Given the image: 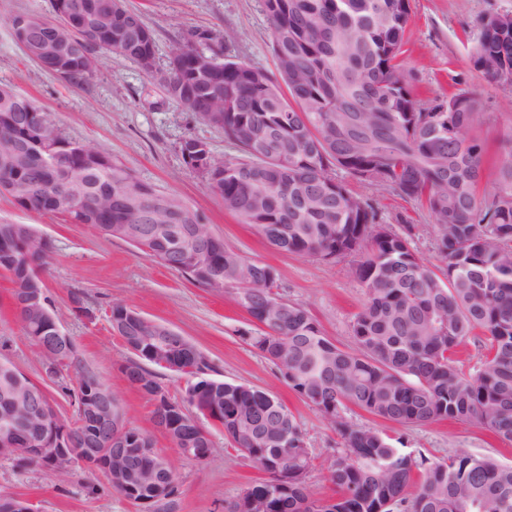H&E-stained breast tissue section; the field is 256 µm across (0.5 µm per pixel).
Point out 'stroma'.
I'll return each mask as SVG.
<instances>
[{
	"instance_id": "35a3bbf8",
	"label": "stroma",
	"mask_w": 512,
	"mask_h": 512,
	"mask_svg": "<svg viewBox=\"0 0 512 512\" xmlns=\"http://www.w3.org/2000/svg\"><path fill=\"white\" fill-rule=\"evenodd\" d=\"M156 36L155 68L146 74L138 64L108 49H96L100 65L87 88L69 86L31 61L16 41L12 18L35 11L53 19L50 0H0V82L28 97L56 124L60 134L109 151L113 161L162 194L180 196L201 214L212 232L250 260L272 266L279 297L303 306L323 333L345 350H355L351 325L365 302V290L353 277L355 256L333 262L278 251L235 214L225 211L210 192L205 176L188 166L180 153L184 138L206 141L222 159L239 157V149L223 131L214 129L168 100L160 84L169 52L179 34L204 29L225 57L274 70L271 29L263 0H125ZM492 12H512V0H411L404 60L423 101L466 90L480 103L472 133L484 142L487 155L480 183L491 193L496 180L499 143L512 132V85L488 80L471 62L479 19ZM349 188L372 199L384 224L409 232L417 254L440 266L433 221L417 202L349 180ZM31 224L54 244L51 265L43 274L47 299L62 329L71 336L81 362L111 390L128 422L149 433L158 452L173 468L177 493L158 503L155 512H227L243 491L265 474L220 430H213L207 461L198 462L174 448L153 421L154 404L133 387L121 371L136 355L113 332L109 316L122 303L168 325L207 358L211 377L245 384L276 395L303 428L311 452L306 484L313 498L334 496L329 467L340 438L329 421L282 381L277 367L243 338L253 324L239 306L234 290L217 292L187 275L150 259L137 247L110 239L62 215L22 209L0 194V223ZM82 293L86 313L72 309V293ZM44 386L62 419L74 408L66 392L74 374L64 369L48 377L38 348L25 335L14 309L13 284L0 270V362ZM347 420L375 427L396 447L413 457L444 462L466 452L501 465H512V441L481 425L452 419L422 426L385 421L353 407ZM20 496L33 512H142L114 492L100 471L79 469L58 477L39 467L18 468L0 460V497Z\"/></svg>"
}]
</instances>
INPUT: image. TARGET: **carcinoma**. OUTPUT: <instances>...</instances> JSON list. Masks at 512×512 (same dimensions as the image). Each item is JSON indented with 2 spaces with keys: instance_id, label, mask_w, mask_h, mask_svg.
<instances>
[{
  "instance_id": "1",
  "label": "carcinoma",
  "mask_w": 512,
  "mask_h": 512,
  "mask_svg": "<svg viewBox=\"0 0 512 512\" xmlns=\"http://www.w3.org/2000/svg\"><path fill=\"white\" fill-rule=\"evenodd\" d=\"M71 2L85 18L104 20L111 0ZM264 8L275 71L220 58L210 34L194 30L174 41L170 54L179 66L168 67L162 87L243 153L224 160L198 138L180 144L224 209L287 254L325 261L360 254L352 268L366 294L352 324L357 350L340 349L303 306L277 297L273 267L244 262L217 236L205 240L209 231L197 211L138 181L106 149L89 152L61 137L57 153L45 156L35 132L52 131L55 123L8 85H0V158L24 143L30 165L20 171L0 162V185L32 184L22 207L56 213L52 197L78 184L86 210L69 214L70 223L134 244L206 288L210 276L221 274L258 326L246 335L249 344L330 419L342 453L329 469L335 496L318 500L306 486L305 434L287 407L269 392L210 377L204 355L172 336L167 369L187 377L185 401L212 410L224 436L266 474L232 512H248L249 500L263 496L271 497L270 512H512V466L468 454L436 463L416 459L379 430L355 427L343 416L352 405L402 425L475 421L512 439V134L500 141L494 191L483 195L485 147L470 135L476 97L462 91L427 105L403 77L410 0H264ZM128 18L149 39L138 40L118 17L103 35L74 43L63 68L47 71L79 88L94 76L83 66L94 47L112 46L135 63L142 53H155L153 31L137 13ZM34 20L41 16L13 17L15 39ZM478 25L474 68L491 79L512 74V13L487 14ZM25 107L33 117L22 129L14 113ZM340 172L425 207L444 271L416 254L409 235L387 230L373 203L353 194ZM53 256V243L32 225L0 224V269L10 274L13 296L31 283L44 287ZM133 313L114 304L111 321L127 319L132 336L168 329L144 326ZM479 332L489 343L488 358L466 375L448 352ZM122 373L139 390L160 387L140 364H126ZM17 375L0 363V427L25 448L33 427L14 408ZM98 385L86 369L69 397L75 403ZM72 432L79 447H98L87 414L76 416ZM172 444L213 448L210 432L189 413L173 428ZM417 471L421 482L408 499L404 492ZM174 492L161 472L148 487L122 496L156 504Z\"/></svg>"
}]
</instances>
